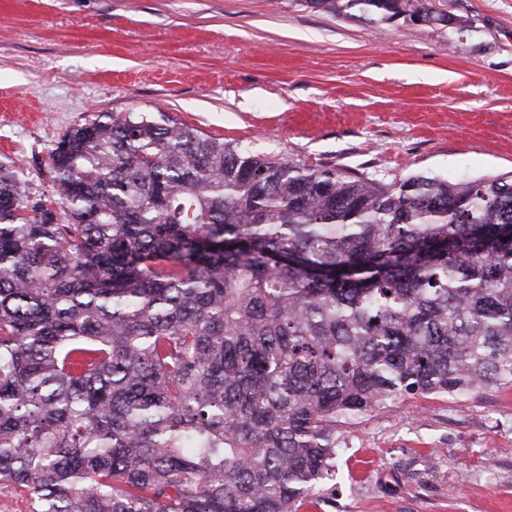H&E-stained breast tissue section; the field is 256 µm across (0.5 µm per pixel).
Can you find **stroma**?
<instances>
[{
  "mask_svg": "<svg viewBox=\"0 0 512 512\" xmlns=\"http://www.w3.org/2000/svg\"><path fill=\"white\" fill-rule=\"evenodd\" d=\"M449 26L302 0H0V165L96 112L162 113L253 153L390 185L512 172V0H431ZM300 512H512V390L358 418Z\"/></svg>",
  "mask_w": 512,
  "mask_h": 512,
  "instance_id": "obj_1",
  "label": "stroma"
}]
</instances>
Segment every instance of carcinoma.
<instances>
[{
    "label": "carcinoma",
    "instance_id": "cac0c4a2",
    "mask_svg": "<svg viewBox=\"0 0 512 512\" xmlns=\"http://www.w3.org/2000/svg\"><path fill=\"white\" fill-rule=\"evenodd\" d=\"M49 168L30 208L0 166V486L31 512H298L354 420L512 386V174L388 186L144 112Z\"/></svg>",
    "mask_w": 512,
    "mask_h": 512
}]
</instances>
